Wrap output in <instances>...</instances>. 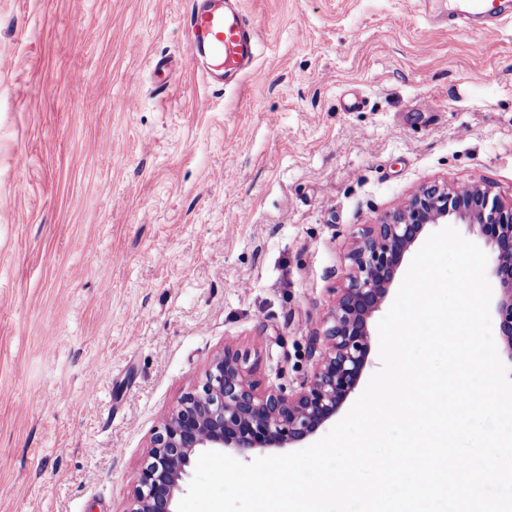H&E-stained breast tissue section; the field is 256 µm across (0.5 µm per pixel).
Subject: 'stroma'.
I'll return each mask as SVG.
<instances>
[{"label":"stroma","instance_id":"35a3bbf8","mask_svg":"<svg viewBox=\"0 0 512 512\" xmlns=\"http://www.w3.org/2000/svg\"><path fill=\"white\" fill-rule=\"evenodd\" d=\"M192 2L0 0V512H128L224 347L310 381L370 225L427 182L512 202V20L239 0L257 56L215 85Z\"/></svg>","mask_w":512,"mask_h":512}]
</instances>
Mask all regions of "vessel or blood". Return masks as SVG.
<instances>
[{
	"mask_svg": "<svg viewBox=\"0 0 512 512\" xmlns=\"http://www.w3.org/2000/svg\"><path fill=\"white\" fill-rule=\"evenodd\" d=\"M449 26L492 29L512 19V0H457L447 16ZM189 61L204 64L207 76L242 73L256 58L257 37L240 10L225 0H194L185 25Z\"/></svg>",
	"mask_w": 512,
	"mask_h": 512,
	"instance_id": "1",
	"label": "vessel or blood"
}]
</instances>
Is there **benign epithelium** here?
<instances>
[{
	"label": "benign epithelium",
	"instance_id": "benign-epithelium-1",
	"mask_svg": "<svg viewBox=\"0 0 512 512\" xmlns=\"http://www.w3.org/2000/svg\"><path fill=\"white\" fill-rule=\"evenodd\" d=\"M436 224H466L492 246L500 336L512 357V204L489 188L421 185L409 202L368 229L351 255L325 332L329 347L295 393L259 389L256 365L229 346L215 355L200 389L185 393L151 440L128 512H176L187 468L200 448L231 449L244 460L313 436L358 387L370 351L369 320L381 309L405 254Z\"/></svg>",
	"mask_w": 512,
	"mask_h": 512
}]
</instances>
